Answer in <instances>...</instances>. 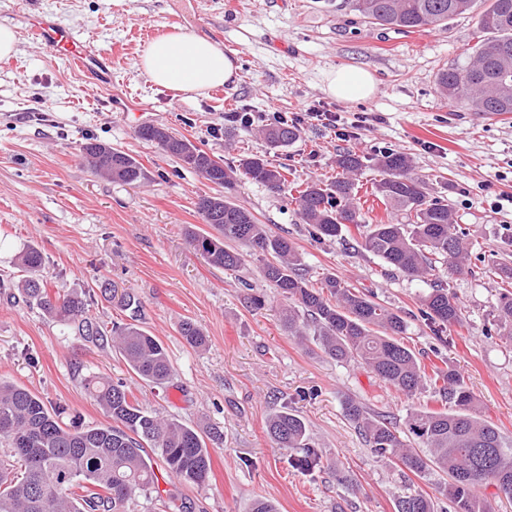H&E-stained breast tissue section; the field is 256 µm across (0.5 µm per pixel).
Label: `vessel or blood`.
<instances>
[{"label":"vessel or blood","instance_id":"1","mask_svg":"<svg viewBox=\"0 0 512 512\" xmlns=\"http://www.w3.org/2000/svg\"><path fill=\"white\" fill-rule=\"evenodd\" d=\"M28 32L31 42L71 62L84 74L97 75L108 67L107 53L90 45L80 31L40 20L31 23Z\"/></svg>","mask_w":512,"mask_h":512}]
</instances>
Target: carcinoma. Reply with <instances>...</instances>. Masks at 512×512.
Here are the masks:
<instances>
[{"label":"carcinoma","instance_id":"cac0c4a2","mask_svg":"<svg viewBox=\"0 0 512 512\" xmlns=\"http://www.w3.org/2000/svg\"><path fill=\"white\" fill-rule=\"evenodd\" d=\"M478 0H343L340 6L356 12L365 22L403 32L437 27L468 14ZM483 33L471 50L440 68L436 84L451 105H465L480 115L512 113V0H491L478 16ZM272 145L284 146L299 136L288 118L259 130ZM139 137L175 157L181 165L224 194L205 196L198 202L203 223L218 235L191 232L188 241L208 262L226 270L239 268L243 255L224 241L238 242L255 254L270 257L262 272L288 301L285 321L288 335L309 340L332 359L355 361L394 390L414 396L430 386L450 408H414L405 427L419 447L408 448L399 426L350 399L345 415L363 432L371 450L393 458L414 475L422 477L437 469L446 476L440 492L452 512H491L478 494L485 485L512 499V448L506 446L496 426L480 417L475 397L464 377L453 366L426 365L401 342L407 323L373 296L352 288L344 280L327 275L315 287L302 273V258L286 237L271 236L254 215L230 196L237 177L260 184L275 193H289L302 221L318 238H335L343 227L353 225L365 249L406 276L435 278L423 298L422 314L434 335L447 341L448 329L461 321V311L440 270L461 273L469 257V243L458 234L445 199L430 198L424 181L415 175L412 159L386 151L375 158L383 178L374 186L376 198L399 221L364 223L355 175L363 158L343 151L336 155V178L329 182L288 180L291 169L274 166L260 155L245 154L238 168L201 150L190 140L167 129L146 126ZM82 150L99 175L126 184L146 179L142 165L132 155L98 142ZM30 273L23 281L22 296L31 307L75 326L88 338L110 335L129 368L144 383L167 384L172 367L163 343L135 323L103 328L89 314V303L75 291L48 289L41 278L44 259L34 246L20 255ZM498 318L504 335L512 339V291L500 294ZM183 339L204 349L208 337L194 323L180 327ZM86 391L101 406L111 423L84 425L65 422L63 411L46 404L28 388L0 378V512H133L138 500H163L175 512H190L173 494L162 495L155 469L183 484L203 486L210 477L211 455L207 442H223L214 430L202 435L194 427L164 418L132 399L121 382L99 373L84 376ZM267 433L278 448L294 453L291 463L310 470L321 454L310 442L304 420L287 411L272 415ZM154 449L156 459L143 455L144 446ZM397 512H438L434 501L418 493L403 497Z\"/></svg>","mask_w":512,"mask_h":512}]
</instances>
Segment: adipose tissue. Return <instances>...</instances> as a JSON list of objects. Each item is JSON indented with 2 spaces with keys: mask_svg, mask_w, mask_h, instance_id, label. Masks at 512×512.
I'll list each match as a JSON object with an SVG mask.
<instances>
[{
  "mask_svg": "<svg viewBox=\"0 0 512 512\" xmlns=\"http://www.w3.org/2000/svg\"><path fill=\"white\" fill-rule=\"evenodd\" d=\"M137 68L155 85L188 98L234 83L238 72L235 59L221 46L178 31L148 42ZM323 91L339 101L367 99L374 94L375 83L367 71L337 68L325 74Z\"/></svg>",
  "mask_w": 512,
  "mask_h": 512,
  "instance_id": "adipose-tissue-1",
  "label": "adipose tissue"
}]
</instances>
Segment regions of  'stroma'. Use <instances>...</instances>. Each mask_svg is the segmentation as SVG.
Instances as JSON below:
<instances>
[{"label": "stroma", "mask_w": 512, "mask_h": 512, "mask_svg": "<svg viewBox=\"0 0 512 512\" xmlns=\"http://www.w3.org/2000/svg\"><path fill=\"white\" fill-rule=\"evenodd\" d=\"M35 10L79 29L111 52L112 77L88 80L51 52L30 44L24 10L0 0V23L18 36L15 56L0 60V378L24 386L87 425L107 423L84 391L91 372L126 382L144 407L224 435L210 446L212 473L202 487L160 476V488L189 500L192 512H250L255 499L278 512H396L399 498L422 492L439 512L449 501L441 476L420 478L377 456L344 411L356 399L404 424L411 409L433 404L432 391L408 398L363 366L309 351L281 323L286 303L245 253L240 268L212 266L185 241L207 231L197 212L200 196L218 186L138 137L145 125L167 128L201 149L236 164L241 155L288 164L297 181L329 182L336 155L365 156L358 176L366 223L387 213L371 192L380 178L379 152L410 156L430 197L447 199L458 230L474 245L469 269L447 276L461 308L447 343L437 341L421 314L429 282L408 279L366 252L354 227L316 240L289 196L238 182L233 200L267 231L291 240L311 282L333 274L372 292L408 324L406 345L425 365H454L465 377L482 415L512 444V342L500 331L496 306L503 283L490 266L512 262V206L494 208L512 193V114L481 116L451 106L438 91V70L475 42L476 15L450 19L425 32L366 25L334 0H31ZM195 36L222 32L225 53L237 60L238 79L173 105V94L150 82L132 63L147 43L144 31L172 29ZM343 65L369 71L376 84L366 100L340 102L322 90L325 71ZM336 112L356 133L300 123L298 139L273 147L258 134L261 115L309 107ZM250 113L253 123L226 120ZM133 155L147 178L127 185L95 175L82 157L87 140ZM43 254L49 286L84 292L90 312L104 324L129 322L122 295L139 304V325L164 344L173 365L166 388L138 383L111 346L76 334L73 327L27 306L19 290L26 277L18 262L27 246ZM266 300L254 308L253 297ZM209 338L197 350L182 339L184 321ZM289 410L306 423L321 463L304 472L275 447L269 416Z\"/></svg>", "instance_id": "1"}]
</instances>
